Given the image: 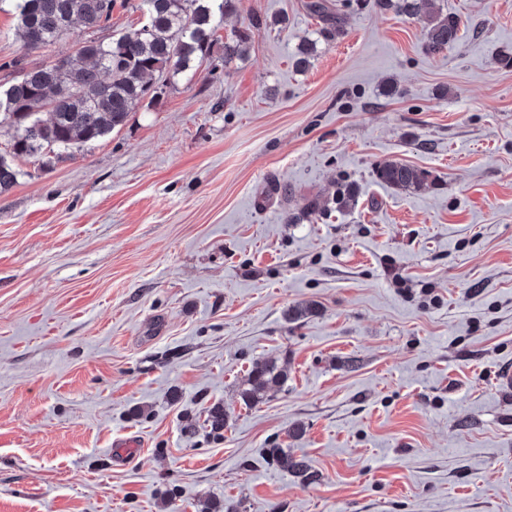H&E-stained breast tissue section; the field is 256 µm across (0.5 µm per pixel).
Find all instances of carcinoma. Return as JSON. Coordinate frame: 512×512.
<instances>
[{"mask_svg":"<svg viewBox=\"0 0 512 512\" xmlns=\"http://www.w3.org/2000/svg\"><path fill=\"white\" fill-rule=\"evenodd\" d=\"M433 0H374L383 10H394L423 24L425 49L430 54L456 47L461 19L434 8L421 14L422 4ZM17 31L28 51L54 44L79 27L86 38L63 68L27 67L19 60L9 66L19 75L0 85V126L13 129L9 151L0 154V193L13 187L19 171L13 158L45 156L99 140L122 127L129 113L145 99L161 92L150 84L156 74L174 76L212 58L214 33L224 16L237 12L239 0H141L145 22L131 35L99 39L108 27L114 0H13ZM250 34L237 30L224 39V61L244 56ZM427 171L401 162L376 169L378 181L415 192L428 179ZM287 380L273 361L255 363L242 399L262 401L267 390ZM209 434L224 436L228 415L217 402L207 410ZM270 459L295 476L313 478L308 465L282 448L268 449Z\"/></svg>","mask_w":512,"mask_h":512,"instance_id":"obj_1","label":"carcinoma"}]
</instances>
